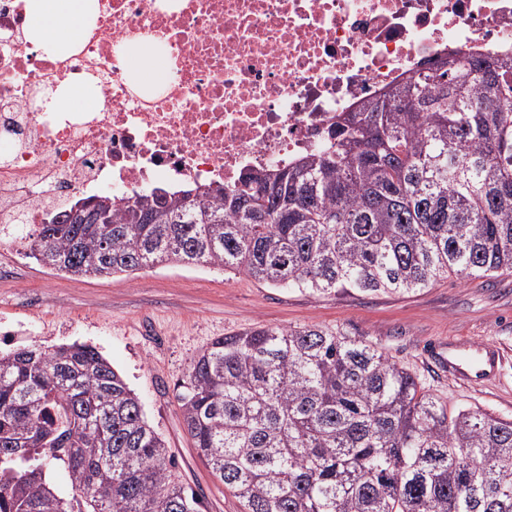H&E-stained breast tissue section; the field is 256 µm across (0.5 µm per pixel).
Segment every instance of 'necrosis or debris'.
Returning a JSON list of instances; mask_svg holds the SVG:
<instances>
[{"label":"necrosis or debris","mask_w":512,"mask_h":512,"mask_svg":"<svg viewBox=\"0 0 512 512\" xmlns=\"http://www.w3.org/2000/svg\"><path fill=\"white\" fill-rule=\"evenodd\" d=\"M65 58L26 42L24 0H0V224H44L116 186L230 187L298 159L338 113L446 52L512 50V0H97ZM153 40L171 69L137 89L120 58ZM94 79L96 112L48 105Z\"/></svg>","instance_id":"necrosis-or-debris-1"}]
</instances>
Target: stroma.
Masks as SVG:
<instances>
[{
  "instance_id": "stroma-1",
  "label": "stroma",
  "mask_w": 512,
  "mask_h": 512,
  "mask_svg": "<svg viewBox=\"0 0 512 512\" xmlns=\"http://www.w3.org/2000/svg\"><path fill=\"white\" fill-rule=\"evenodd\" d=\"M257 326H318L392 356L450 406L512 420V273L455 276L405 295L313 297L244 274L176 263L131 275L75 277L43 267L29 248L0 241V349L95 348L143 402L202 512H245L198 458L175 399L193 359L212 340ZM499 347L496 373L461 382L442 363L449 342Z\"/></svg>"
}]
</instances>
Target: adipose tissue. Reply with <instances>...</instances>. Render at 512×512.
Segmentation results:
<instances>
[{"label": "adipose tissue", "mask_w": 512, "mask_h": 512, "mask_svg": "<svg viewBox=\"0 0 512 512\" xmlns=\"http://www.w3.org/2000/svg\"><path fill=\"white\" fill-rule=\"evenodd\" d=\"M26 41L53 56L73 54L84 30L98 15L96 0H26ZM126 65L136 81L160 86L167 79V57L149 45H136L125 54Z\"/></svg>", "instance_id": "obj_1"}]
</instances>
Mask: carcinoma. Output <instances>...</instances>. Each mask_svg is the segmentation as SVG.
Masks as SVG:
<instances>
[{"instance_id":"1","label":"carcinoma","mask_w":512,"mask_h":512,"mask_svg":"<svg viewBox=\"0 0 512 512\" xmlns=\"http://www.w3.org/2000/svg\"><path fill=\"white\" fill-rule=\"evenodd\" d=\"M86 201L92 221L40 225L39 263L97 277L178 262L317 297L512 271V54L438 56L337 116L316 151L230 189ZM177 402L246 512H512V420L448 409L387 353L335 331L219 337ZM200 506L98 351L0 353V512Z\"/></svg>"}]
</instances>
